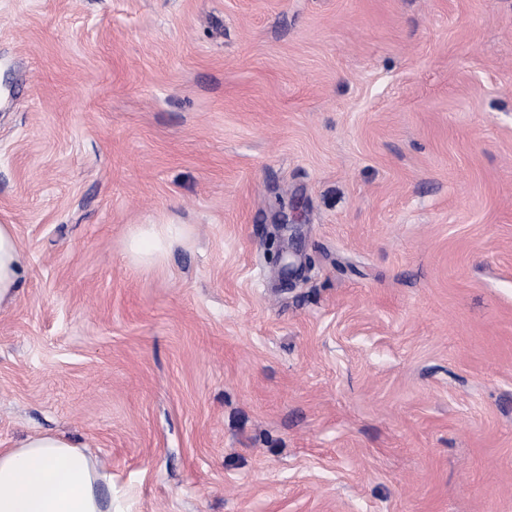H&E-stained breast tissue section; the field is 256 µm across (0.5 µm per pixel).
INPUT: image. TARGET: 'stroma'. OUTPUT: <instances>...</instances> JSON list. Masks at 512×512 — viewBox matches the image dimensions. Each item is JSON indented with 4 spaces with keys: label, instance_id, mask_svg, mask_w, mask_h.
Listing matches in <instances>:
<instances>
[{
    "label": "stroma",
    "instance_id": "obj_1",
    "mask_svg": "<svg viewBox=\"0 0 512 512\" xmlns=\"http://www.w3.org/2000/svg\"><path fill=\"white\" fill-rule=\"evenodd\" d=\"M0 224V448L128 512H512V0H0ZM26 257L18 245L14 225L0 224V302L15 296ZM173 225H165L166 231L157 224L142 225L130 238L128 244L132 259L140 264H153L160 261L173 243L169 230Z\"/></svg>",
    "mask_w": 512,
    "mask_h": 512
}]
</instances>
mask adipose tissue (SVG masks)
Masks as SVG:
<instances>
[{"label":"adipose tissue","mask_w":512,"mask_h":512,"mask_svg":"<svg viewBox=\"0 0 512 512\" xmlns=\"http://www.w3.org/2000/svg\"><path fill=\"white\" fill-rule=\"evenodd\" d=\"M172 243L170 231L150 224L137 230L128 249L135 262L153 264ZM25 262L13 225L0 224V302L15 296ZM104 482L83 448L54 435L0 448V512H119Z\"/></svg>","instance_id":"ef3b65f1"}]
</instances>
